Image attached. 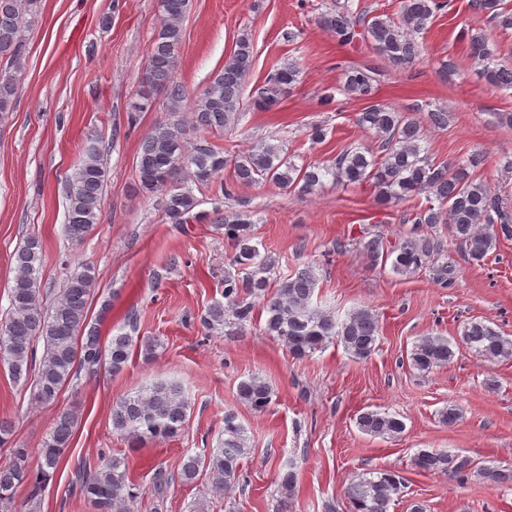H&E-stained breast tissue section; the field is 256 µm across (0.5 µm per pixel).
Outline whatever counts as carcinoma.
<instances>
[{
	"label": "carcinoma",
	"mask_w": 512,
	"mask_h": 512,
	"mask_svg": "<svg viewBox=\"0 0 512 512\" xmlns=\"http://www.w3.org/2000/svg\"><path fill=\"white\" fill-rule=\"evenodd\" d=\"M39 0H0V115L13 110V97L20 75L25 29L34 23ZM191 0H158L161 24L152 40L143 76L142 89L131 99L128 112L160 109L166 118L157 121L145 137L135 164L138 190L147 196H161V208L171 224L208 222L224 231L234 255L224 268L223 298L212 304L202 324L209 330H242L255 319L256 308L265 312L263 333L281 340L295 358L308 357L336 341L350 357L366 359L375 352L379 340L378 316L369 307L350 311L342 320L334 312L313 303L319 281L316 269L307 265L292 274L278 273L279 260L261 252L253 242L252 223L243 212L226 214L216 206L207 212L193 187L204 186L230 166L238 183L266 180L307 195L324 185L327 178L342 185L369 183L381 204L403 202L421 193L434 203L403 216L410 229L391 242L380 234L361 237L359 251L372 264L389 263L401 275L422 270L432 272L442 288L450 287L457 276L442 236L434 229L450 231L473 261L484 260L500 239H512V210L504 207L482 180L469 170L484 165L478 151L459 163L431 160L422 148L421 121L415 104L396 109L374 102L383 82L382 70L356 63L343 69L341 91L366 103L356 116L361 127L377 139L373 149L346 147L326 165H297L280 145L261 143L253 150L227 155L206 135L221 134L235 123L242 110L241 91L253 60V44L243 34L224 66L199 93H191L177 80L183 29L182 21ZM447 7V0H401L399 17L369 15L337 3L336 9L320 17L321 25L342 43L359 39L371 44L376 53L396 70H407L423 56L418 35ZM472 13L486 19L500 31L512 30V8L505 0H469ZM470 55L479 72L495 92L512 91V67L499 63L496 50L485 35L469 36ZM299 80V70L290 63L267 76L249 101L254 112H275L284 94ZM191 114L185 121L181 113ZM109 178L100 141L84 148L81 163L67 180V221L65 233L81 242L99 223L103 190ZM430 231H425V228ZM41 244L29 239L14 253L15 276L10 289L8 316L0 322V363L7 365L14 381H28L33 367L34 343L43 340L44 351L33 381V398L40 405L55 403L62 388L85 373L95 376L106 367L121 372L133 346L134 319L114 328L104 342L96 325L88 321L92 296L97 285L95 269L80 264L67 278L65 287L49 306L42 300ZM460 342L490 361L512 357V338L502 335L482 321H471L462 329ZM455 356L454 343L440 334L417 339L409 354V365L420 373L449 364ZM273 390L260 376H251L238 388L241 404L262 412L272 402ZM191 403L176 382L156 381L112 405V428L141 447L177 435L186 422ZM78 422L77 411L62 412L43 440L40 468L29 470V449L11 444V422L0 418V448L8 447L11 462L0 467V503L11 501L14 489L26 483L29 494L25 507L37 512L44 486L62 463ZM358 428L373 436L394 438L405 430L393 413L366 410L356 419ZM223 438L209 455L187 454L181 464L183 482H193L199 472L209 471L211 492L216 497L229 494L244 482L241 460L247 454L244 426L232 412L224 414ZM413 464L420 471L451 474L463 481L471 474V461L446 450H421ZM489 484L512 481V472L497 467L480 469ZM74 483L92 512H128L134 483L122 457H113L90 469L80 465ZM154 495L164 500L169 474L159 466L152 478ZM403 478L380 470L353 477L345 491L349 512H390L401 493ZM296 491L294 465L279 476L277 493L282 512H288Z\"/></svg>",
	"instance_id": "1"
}]
</instances>
